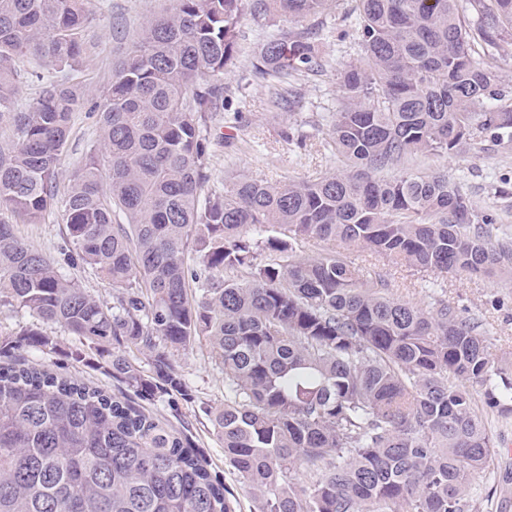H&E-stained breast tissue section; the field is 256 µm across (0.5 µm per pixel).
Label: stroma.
Listing matches in <instances>:
<instances>
[{"label": "stroma", "mask_w": 512, "mask_h": 512, "mask_svg": "<svg viewBox=\"0 0 512 512\" xmlns=\"http://www.w3.org/2000/svg\"><path fill=\"white\" fill-rule=\"evenodd\" d=\"M350 2L338 0L330 11L311 22L320 51L325 58L337 62L354 59L358 52L354 22L343 17ZM170 5L171 0H91L90 11L100 42L79 76L89 103H101L112 77V66L122 57L141 19ZM262 36L260 25L249 18L243 21L240 63L224 77V110L212 129L213 139L220 142L214 180L227 184L242 177L270 182L303 181L344 170V163L324 147L337 109L336 76L310 74L296 80L298 95L291 107H278L249 65ZM297 131L306 135L305 146L288 141V134ZM95 135V115L76 113L72 136L62 156L63 175L72 174ZM411 168L417 173L446 172L468 193L479 213L488 215L512 236V147L478 139L454 154L413 162ZM15 228L18 236L51 257H60L67 248L64 226L58 217H49L42 224L19 222ZM346 255L362 274L387 275L398 298L425 308L442 300L462 315L479 317L493 357L512 360V281L426 275L356 247L347 249ZM52 332L58 338L61 353L37 352L34 360L56 374L82 379L110 393L116 391V382L102 368L71 358V351L79 346L77 338L57 326ZM178 361L191 400L178 401L173 412L160 401L147 404L146 409L174 428L185 429L211 471L234 492L237 512H252L254 504L237 472L226 464L223 443L207 418L209 410L224 403V373L204 342L181 354ZM491 432L499 453L492 473L479 478V489L490 494L488 512H512V418L493 421Z\"/></svg>", "instance_id": "obj_1"}]
</instances>
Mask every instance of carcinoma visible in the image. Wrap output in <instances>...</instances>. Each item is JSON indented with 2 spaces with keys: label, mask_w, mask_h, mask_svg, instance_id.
Returning a JSON list of instances; mask_svg holds the SVG:
<instances>
[{
  "label": "carcinoma",
  "mask_w": 512,
  "mask_h": 512,
  "mask_svg": "<svg viewBox=\"0 0 512 512\" xmlns=\"http://www.w3.org/2000/svg\"><path fill=\"white\" fill-rule=\"evenodd\" d=\"M88 0H0V302L107 357L117 395L28 363L57 348L25 328L0 339V512H235L189 439L142 401L186 395L178 354L207 342L224 370L208 413L256 512H475L471 478L497 455L466 386L512 416V362L476 317L393 296L339 242L418 272L512 280V240L441 171L408 172L482 135L512 143L496 92L512 0H355L359 58L319 55L308 20L332 0H174L144 17L97 109V135L60 186L75 76L97 46ZM284 18L252 71L281 91L339 75L328 146L349 169L301 182L212 180L208 150L245 17ZM32 64L22 108L16 61ZM60 216L62 265L13 219ZM273 255L257 262L260 253ZM112 287L104 304L68 267ZM134 347L142 358H133Z\"/></svg>",
  "instance_id": "obj_1"
}]
</instances>
